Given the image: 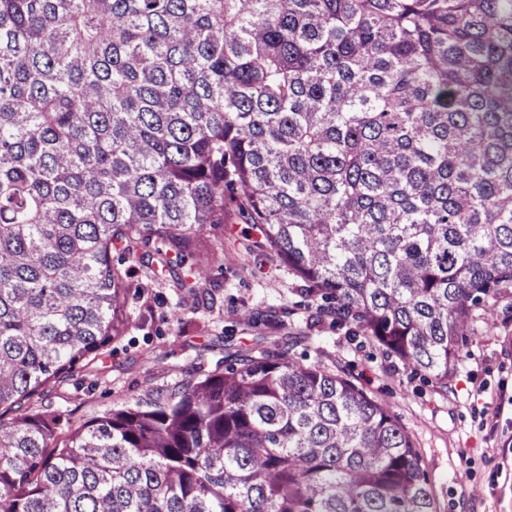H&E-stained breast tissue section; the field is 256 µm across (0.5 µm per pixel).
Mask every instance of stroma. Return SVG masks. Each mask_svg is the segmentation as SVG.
<instances>
[{
  "mask_svg": "<svg viewBox=\"0 0 512 512\" xmlns=\"http://www.w3.org/2000/svg\"><path fill=\"white\" fill-rule=\"evenodd\" d=\"M250 234L238 224L231 237L212 240V307L181 300L169 278L136 275L127 336L108 347L93 371L77 370L34 407L78 424L223 369L236 348L294 336L292 355L342 369L413 437L437 512H512V298L487 299L476 311L442 393L377 343L347 336L319 317L317 302L287 267L247 266L241 244ZM246 312L251 321L243 320Z\"/></svg>",
  "mask_w": 512,
  "mask_h": 512,
  "instance_id": "1",
  "label": "stroma"
}]
</instances>
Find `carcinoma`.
Segmentation results:
<instances>
[{
	"label": "carcinoma",
	"mask_w": 512,
	"mask_h": 512,
	"mask_svg": "<svg viewBox=\"0 0 512 512\" xmlns=\"http://www.w3.org/2000/svg\"><path fill=\"white\" fill-rule=\"evenodd\" d=\"M241 221L448 391L512 288V0H0V512H437L410 435L272 343L62 434L31 409Z\"/></svg>",
	"instance_id": "1"
}]
</instances>
